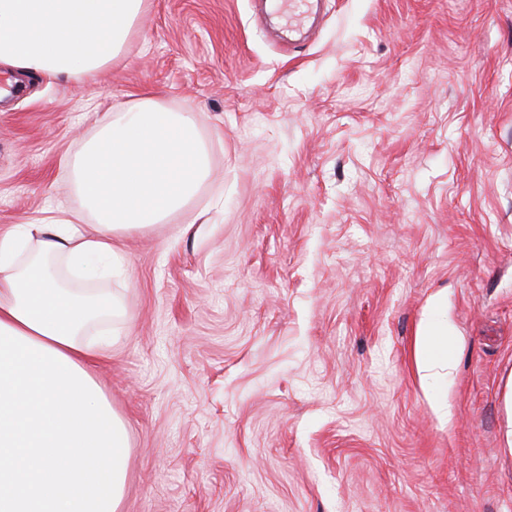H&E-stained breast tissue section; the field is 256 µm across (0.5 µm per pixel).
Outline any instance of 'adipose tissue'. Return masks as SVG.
<instances>
[{
  "label": "adipose tissue",
  "mask_w": 512,
  "mask_h": 512,
  "mask_svg": "<svg viewBox=\"0 0 512 512\" xmlns=\"http://www.w3.org/2000/svg\"><path fill=\"white\" fill-rule=\"evenodd\" d=\"M144 0H0V65L77 78L120 57ZM84 213L0 232V512H120L129 439L95 370L108 348L85 341L117 315L108 294L66 287L50 262L85 281L122 266L117 235L162 223L197 192L208 158L194 112L144 96L69 159ZM417 363L448 361V321L423 326Z\"/></svg>",
  "instance_id": "obj_1"
}]
</instances>
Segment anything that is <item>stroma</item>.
I'll list each match as a JSON object with an SVG mask.
<instances>
[{
  "instance_id": "stroma-1",
  "label": "stroma",
  "mask_w": 512,
  "mask_h": 512,
  "mask_svg": "<svg viewBox=\"0 0 512 512\" xmlns=\"http://www.w3.org/2000/svg\"><path fill=\"white\" fill-rule=\"evenodd\" d=\"M8 83L0 230L81 209L67 157L143 95L208 150L92 285L121 512H512V0H325L299 43L262 0H146L112 66ZM416 359L419 366L427 369L432 363H448V319L442 318L432 326H423L416 337Z\"/></svg>"
}]
</instances>
